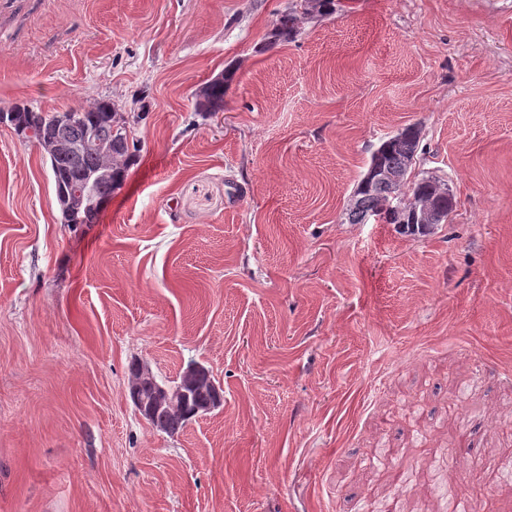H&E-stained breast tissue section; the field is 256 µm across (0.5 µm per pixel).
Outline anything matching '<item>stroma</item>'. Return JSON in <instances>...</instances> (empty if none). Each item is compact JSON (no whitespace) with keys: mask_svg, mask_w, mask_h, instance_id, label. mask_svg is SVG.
I'll return each mask as SVG.
<instances>
[{"mask_svg":"<svg viewBox=\"0 0 512 512\" xmlns=\"http://www.w3.org/2000/svg\"><path fill=\"white\" fill-rule=\"evenodd\" d=\"M0 0V107L125 113L137 158L95 224L0 125V512H512V0ZM223 111L197 93L227 68ZM423 130L448 223L345 213L381 138ZM223 390L182 432L128 367ZM303 1H315L314 9L321 17L335 15L340 3V0H291L288 7L278 14L273 28L265 38L263 47L259 48L260 51L278 43L294 41L298 37L301 33L302 20L312 16L308 11L301 9ZM62 213L64 224H95L100 216L101 211L86 207L82 203H74L70 207L69 213Z\"/></svg>","mask_w":512,"mask_h":512,"instance_id":"obj_1","label":"stroma"}]
</instances>
